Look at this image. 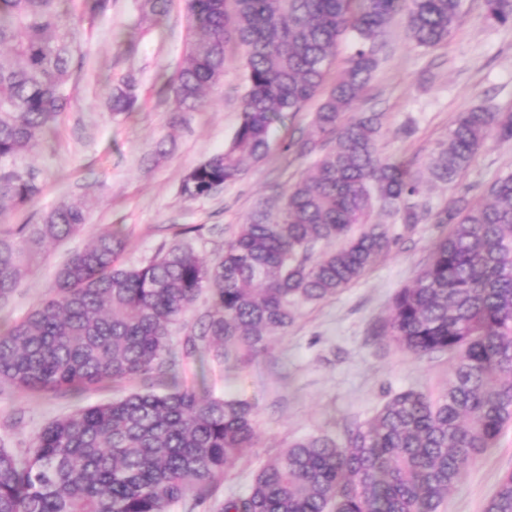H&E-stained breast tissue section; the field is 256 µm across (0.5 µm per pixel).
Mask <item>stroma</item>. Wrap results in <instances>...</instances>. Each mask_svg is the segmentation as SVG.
Returning <instances> with one entry per match:
<instances>
[{"label":"stroma","instance_id":"obj_1","mask_svg":"<svg viewBox=\"0 0 512 512\" xmlns=\"http://www.w3.org/2000/svg\"><path fill=\"white\" fill-rule=\"evenodd\" d=\"M82 66L71 80L72 100L54 134L18 162L32 170L42 191L37 199L0 218V229L34 224L58 204L77 199L84 226L36 254L18 290L0 300V325L22 318L44 300L59 269L94 237L118 231L126 246L122 264L139 266L182 239L196 254L215 260L255 204L307 173L310 157L282 149L286 134L311 136L317 102L286 117L266 157L248 163L245 176L209 196L188 200L184 175L229 144L240 122L245 85L242 56L231 57L201 111L176 119L161 76L183 63L187 18L183 0L167 16L142 20L137 0H112V9L87 26ZM380 64L357 104L383 115L381 155L422 165L461 110L483 104L512 111V27L490 23L484 0H465L458 27L433 49L417 46L403 24L392 25L378 52ZM137 79L139 106L115 115L104 105L107 84L125 74ZM512 173V140L488 137L458 184L431 187L425 199L439 210L448 197L468 191L482 198L484 186ZM397 242L350 288L301 309L285 333L237 369L211 356L182 359L176 380L160 377L103 382L84 391L19 392L0 386V446L24 448L52 419L105 403L131 391H166L170 383L213 398L238 396L256 407L254 448L229 467L215 501L248 490L257 469L289 442L318 434L341 435L365 422L392 394L413 387L439 391L451 368L448 356L416 357L373 332L389 316L391 301L424 265L432 245L446 233L428 221L394 224ZM512 471V424L496 445L473 463L448 496L443 512H484L501 476Z\"/></svg>","mask_w":512,"mask_h":512}]
</instances>
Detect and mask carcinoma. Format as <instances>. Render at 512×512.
Wrapping results in <instances>:
<instances>
[{"instance_id": "obj_1", "label": "carcinoma", "mask_w": 512, "mask_h": 512, "mask_svg": "<svg viewBox=\"0 0 512 512\" xmlns=\"http://www.w3.org/2000/svg\"><path fill=\"white\" fill-rule=\"evenodd\" d=\"M487 18L512 26V0H484ZM169 0H140L146 17ZM406 6V31L435 48L452 35L463 0H185L193 35L183 65L163 80L175 111L198 112L226 61L245 55L240 123L224 151L191 169L180 194L197 199L261 160L286 113L322 97L320 140L288 138L284 149L316 156L279 204L258 203L224 255L208 262L175 243L137 268L120 264L123 240L96 236L58 271L50 297L0 328V385L20 392L90 389L158 369L176 375L171 328L202 293L210 305L187 353L202 348L245 363L288 330L306 304L336 296L387 255L395 236L373 220L405 225L432 216L419 203L429 185H454L489 135L512 140V112H459L425 170L382 157V115L356 104L378 67L381 40ZM112 0H0V216L35 200L41 186L17 157L54 131L81 63L74 28ZM352 37L345 68L330 79L336 46ZM136 77L109 83L115 114L138 106ZM474 204L460 192L432 218L448 233L394 295L381 335L416 357L453 362L437 394L408 388L364 423L296 440L265 462L249 490L218 512H441L465 470L512 423V174ZM86 223L80 201L38 224L0 233V299L24 280L46 241ZM255 406L173 387L131 392L45 425L26 448L0 447V512H172L212 498L224 469L254 447ZM485 512H512V472Z\"/></svg>"}]
</instances>
